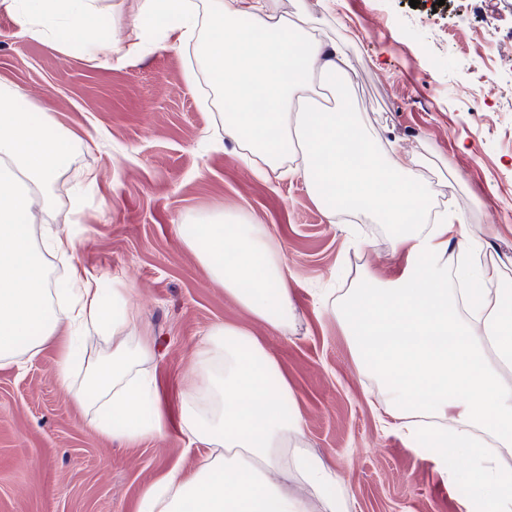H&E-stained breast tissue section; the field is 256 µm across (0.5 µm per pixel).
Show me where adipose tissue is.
<instances>
[{
	"mask_svg": "<svg viewBox=\"0 0 512 512\" xmlns=\"http://www.w3.org/2000/svg\"><path fill=\"white\" fill-rule=\"evenodd\" d=\"M34 37H74L90 60L121 53L86 39L103 0H0ZM146 16L178 23L177 40L195 42L209 70L222 72L224 135L260 176L295 156L299 175L328 218L370 214L389 225L401 272L391 287L374 276L333 300L357 360L382 380L393 429L413 447L429 445L440 474L448 451L463 449L464 479L485 512H512V280L473 238L464 215L436 211L419 155L374 137L346 91L349 61L301 15L266 19V0H143ZM18 89L0 88V360L64 332L58 383L95 428L135 442L165 434L149 342L135 335L139 310L127 288H99L71 267L53 288L43 254L68 258L73 234L34 237V195L58 175L66 142L51 114L33 124ZM227 297L284 331L293 307L283 255L261 224L217 220L179 227ZM94 329L111 357L75 384L72 364ZM181 432L207 446L192 474L166 471L147 486L139 512H343L339 479L301 450L303 420L292 386L262 340L218 323L182 375Z\"/></svg>",
	"mask_w": 512,
	"mask_h": 512,
	"instance_id": "obj_1",
	"label": "adipose tissue"
}]
</instances>
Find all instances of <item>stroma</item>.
I'll use <instances>...</instances> for the list:
<instances>
[{"instance_id":"obj_1","label":"stroma","mask_w":512,"mask_h":512,"mask_svg":"<svg viewBox=\"0 0 512 512\" xmlns=\"http://www.w3.org/2000/svg\"><path fill=\"white\" fill-rule=\"evenodd\" d=\"M142 0H108L102 38L139 40L122 59L90 61L69 38L25 35L0 9V85L56 121L80 149L36 223L80 234L69 260L100 287L131 284L138 334L151 341L167 433L136 443L101 434L57 381L62 336L31 358L0 361V512H138L171 466L191 472L205 447L177 426L181 377L210 328L263 338L293 387L308 453L333 465L346 512H464L465 480L444 484L426 453L386 424L373 373L358 365L329 291L365 274L396 278L392 233L373 216L330 223L298 175L257 176L198 94L188 47L165 20L133 34ZM328 42L345 43L350 96L377 137L430 159L439 204L463 213L492 255L512 257V0H288ZM84 189L81 213L72 191ZM266 225L285 261L295 309L277 332L232 302L180 239L178 225L217 212ZM372 245L355 249L351 230Z\"/></svg>"}]
</instances>
